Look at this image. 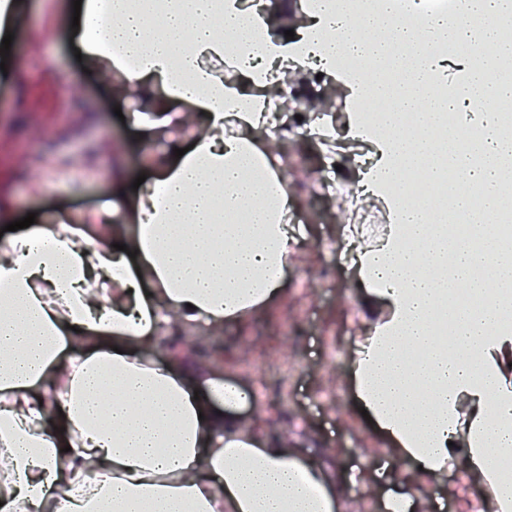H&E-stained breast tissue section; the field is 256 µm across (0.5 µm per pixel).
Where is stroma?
Wrapping results in <instances>:
<instances>
[{
    "label": "stroma",
    "mask_w": 512,
    "mask_h": 512,
    "mask_svg": "<svg viewBox=\"0 0 512 512\" xmlns=\"http://www.w3.org/2000/svg\"><path fill=\"white\" fill-rule=\"evenodd\" d=\"M18 28L0 73V203L8 221L34 214L36 223L85 219L104 206L119 211L110 173L124 157L133 175H145L156 162L160 130L140 125L146 102L129 103L115 94L104 66L77 60L72 28L73 0H14ZM281 162L288 165L296 201L290 211L302 234L301 247L288 258L282 292L267 310L211 333L183 330V337L205 347L228 383L253 391L270 437L328 465L336 474L342 512H383L391 481L377 470L394 471L395 453L387 437L362 415L351 369V348L363 334L364 290L355 266L340 250L343 233L357 212L374 216L369 240L386 230L380 200L351 201L346 194L320 195L314 176L327 163L339 165L346 184L356 169L359 143L327 154L308 139L281 137ZM94 156L64 176L55 161ZM480 483L461 473L448 475L428 512H466L469 499L483 496Z\"/></svg>",
    "instance_id": "stroma-1"
}]
</instances>
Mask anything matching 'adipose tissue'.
I'll list each match as a JSON object with an SVG mask.
<instances>
[{
	"mask_svg": "<svg viewBox=\"0 0 512 512\" xmlns=\"http://www.w3.org/2000/svg\"><path fill=\"white\" fill-rule=\"evenodd\" d=\"M322 0L293 39L275 35L246 0H170L163 29L144 34L127 0H82L75 40L125 88L201 119L183 156L166 153L127 206L124 223L57 221L0 242V512H340L329 469L287 442L241 427L242 388L175 342L174 327L219 330L281 289L300 238L288 222V177L266 146L286 72L320 70L354 103L351 137L373 149L357 173L362 195L381 199L387 231L376 244L349 236L370 308L380 314L353 351L356 393L411 468L396 474L385 512H416L415 486L457 468L488 486L487 512H512V484L496 460L512 452V253L492 224L482 248L448 252L443 227L418 213L396 175L429 151L455 113L459 132L488 130L484 163L468 177L499 206L501 161L512 157L495 100L512 83L449 87L440 55L410 37L393 5L381 21ZM223 13L224 27L211 26ZM436 41L469 46L466 15L425 17ZM354 51L370 74L406 73L399 109L418 115L402 138L378 136L358 105L378 84L343 73ZM231 63L239 83L216 71ZM493 266L492 284L475 283ZM483 294L479 311L453 318L452 347L422 319L451 287ZM111 385L121 399L101 407Z\"/></svg>",
	"mask_w": 512,
	"mask_h": 512,
	"instance_id": "1",
	"label": "adipose tissue"
}]
</instances>
